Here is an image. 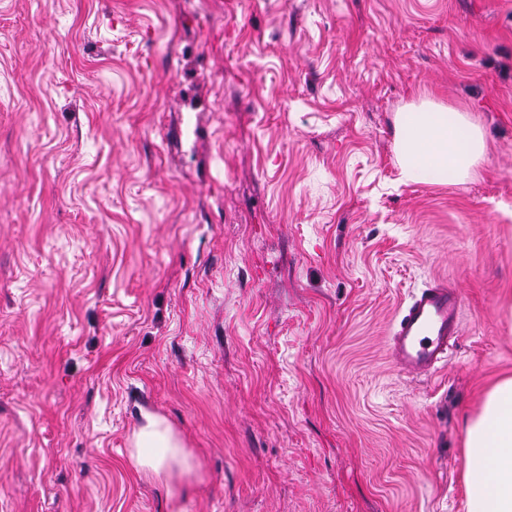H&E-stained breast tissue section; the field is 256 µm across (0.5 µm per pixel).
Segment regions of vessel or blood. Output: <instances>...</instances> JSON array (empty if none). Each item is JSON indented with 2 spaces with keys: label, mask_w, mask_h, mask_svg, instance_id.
Returning <instances> with one entry per match:
<instances>
[{
  "label": "vessel or blood",
  "mask_w": 512,
  "mask_h": 512,
  "mask_svg": "<svg viewBox=\"0 0 512 512\" xmlns=\"http://www.w3.org/2000/svg\"><path fill=\"white\" fill-rule=\"evenodd\" d=\"M460 324L458 289L433 281L402 307L387 340V353L403 375L431 378L447 364Z\"/></svg>",
  "instance_id": "b4317fda"
}]
</instances>
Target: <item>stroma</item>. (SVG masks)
Returning a JSON list of instances; mask_svg holds the SVG:
<instances>
[{
  "mask_svg": "<svg viewBox=\"0 0 512 512\" xmlns=\"http://www.w3.org/2000/svg\"><path fill=\"white\" fill-rule=\"evenodd\" d=\"M424 99L482 129L462 184L399 179ZM435 279L461 333L411 379ZM506 374L512 0H0V512H465ZM460 324L459 290L434 280L402 307L387 353L403 375L431 378L448 363L450 341L459 336ZM133 439L130 461L140 472L160 478L185 463L183 445L171 425L150 411L141 412Z\"/></svg>",
  "mask_w": 512,
  "mask_h": 512,
  "instance_id": "stroma-1",
  "label": "stroma"
}]
</instances>
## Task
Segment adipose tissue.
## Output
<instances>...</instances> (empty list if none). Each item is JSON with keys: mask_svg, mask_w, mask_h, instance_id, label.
Returning <instances> with one entry per match:
<instances>
[{"mask_svg": "<svg viewBox=\"0 0 512 512\" xmlns=\"http://www.w3.org/2000/svg\"><path fill=\"white\" fill-rule=\"evenodd\" d=\"M400 179L456 185L470 175L485 144L481 128L463 112L424 103L398 113ZM133 467L161 477L183 465V445L171 425L144 411L133 434ZM466 512H512V377L496 382L466 423Z\"/></svg>", "mask_w": 512, "mask_h": 512, "instance_id": "adipose-tissue-1", "label": "adipose tissue"}]
</instances>
